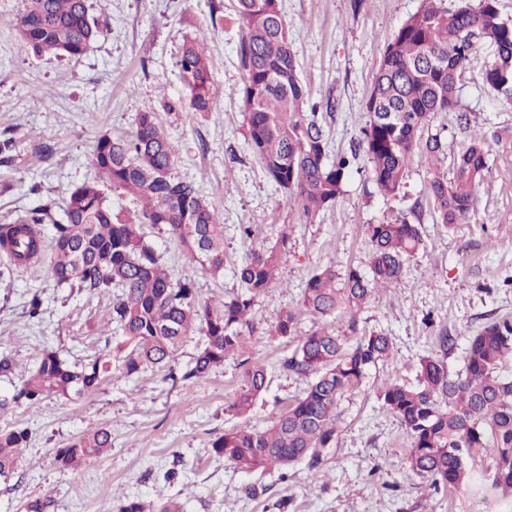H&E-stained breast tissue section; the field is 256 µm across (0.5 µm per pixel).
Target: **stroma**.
Listing matches in <instances>:
<instances>
[{"label":"stroma","instance_id":"obj_1","mask_svg":"<svg viewBox=\"0 0 512 512\" xmlns=\"http://www.w3.org/2000/svg\"><path fill=\"white\" fill-rule=\"evenodd\" d=\"M105 35L77 58H47L19 50L16 18L22 0H0V139L13 147L0 158V225L45 208L39 224L50 239L62 221L64 193L93 179L92 152L99 136L128 135L139 113H156L177 149L172 173L196 183L224 223L227 262L220 275L191 263L166 228L145 226V239L174 278L191 279L201 303L240 291L236 268L261 247L287 237L275 282L253 310V361L271 366V381L257 400L252 425L270 424L304 383L278 370L288 352L269 340L281 311L297 306L310 276L327 262L367 268L365 227L420 207L423 243L400 277L377 288L358 315L359 327L392 336L394 358L370 370L364 385L341 402L340 433L324 477L312 480L304 465L246 473L215 456L211 442L238 420L225 408L240 386L234 361L209 376L168 379L148 368L126 377L113 372L78 401L55 396L35 405L0 408V431L27 430L13 476L0 480V512H113L119 499H178L183 512H512V499L483 483L479 491H433L408 473L409 439L398 419L382 409L377 389L388 377L414 382L419 355L431 351L441 330L456 338L447 357L461 370L464 348L485 323L512 317V101L481 81L490 57L477 45L462 70L460 110L438 114L428 128L449 146L471 135L486 139L489 170L469 223L448 229L433 223L432 177L412 162L397 195L384 194L358 152L369 114L365 103L387 43L422 0H281L310 102L316 103L333 156L355 154L335 205L315 218L288 201L265 174L247 144L243 72L237 45L245 22L235 0H89ZM207 37L218 96L210 111L186 115L188 90L176 64L184 37ZM50 251L37 268L15 267L0 252V357L15 363L0 376V395L12 394L38 364L44 349L71 362L116 351L122 332L112 320V296L57 285ZM39 295L44 314L29 319ZM104 427L112 433L106 456L72 468L55 461L75 437ZM173 481H165V472ZM260 494L249 498L246 490Z\"/></svg>","mask_w":512,"mask_h":512}]
</instances>
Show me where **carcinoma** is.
<instances>
[{"label":"carcinoma","instance_id":"obj_1","mask_svg":"<svg viewBox=\"0 0 512 512\" xmlns=\"http://www.w3.org/2000/svg\"><path fill=\"white\" fill-rule=\"evenodd\" d=\"M246 22L238 47L244 71L242 97L248 113L247 141L267 177L295 201L309 218L331 208L342 192L350 159H330L323 126L315 109H307L308 90L292 49L279 0H237ZM89 0H24L17 19L19 46L37 56L76 58L103 35L90 13ZM481 42L492 48L482 71L483 83L512 99V20L502 17L498 0H423L387 45L366 101L369 121L362 143L378 187L396 194L410 163L433 166L448 155L438 135L421 141L434 116L459 106L457 82ZM177 65L189 91L185 110L208 112L217 95L205 51V36L185 40ZM176 149L154 112H142L129 138L101 136L93 151L97 176L69 187L63 224H54L50 242L51 274L59 285L105 295L121 289L112 306V320L123 335L118 369L132 376L151 367H167L184 339L194 332L203 344L182 378L200 379L243 353L253 333L250 313L256 299L269 290L288 249V235L273 246L253 251L239 268L244 291L201 304L188 279L176 280L162 256L145 241L142 229L164 226L184 246L187 258L213 274L224 270V224L200 188L176 179L171 171ZM453 176L430 180L433 223L451 228L469 223L480 185L488 171L484 140L476 135L453 154ZM131 194L139 209L114 208L107 193ZM30 222L0 225V246L14 265L38 260L44 241ZM370 246L368 270L354 266L339 273L331 262L307 281L298 307L282 312L268 329L273 340L292 349L281 368L304 379L303 392L284 412L259 428L247 423L224 431L211 443L213 453L244 472L287 468L303 462L319 473L337 438L338 406L358 389L371 367L388 361L390 336L361 331L354 313L378 286L397 279L405 261L422 245L419 227L405 215L366 225ZM342 279L343 287H336ZM350 312L348 330L325 325L297 335L299 315L331 317ZM456 338L438 336V351L419 358L413 385L385 381L378 399L399 420L410 439L408 471L438 491L461 489L478 480L475 465L490 459L491 486L512 496V320L486 324L468 340L462 370L451 374L444 361ZM239 390L227 402L237 417L250 414L266 391V365L244 358ZM112 373V357L103 355L81 367L72 366L54 350H44L36 369L0 406L22 399L31 404L56 395L76 400L96 389ZM28 433L0 432V477L17 466ZM112 448V434L98 428L58 450L57 463L68 468L100 458Z\"/></svg>","mask_w":512,"mask_h":512}]
</instances>
